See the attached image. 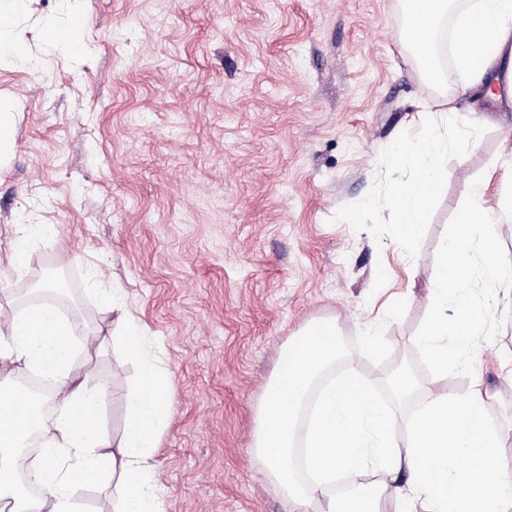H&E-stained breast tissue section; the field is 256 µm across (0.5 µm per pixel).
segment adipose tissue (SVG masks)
<instances>
[{
	"instance_id": "obj_1",
	"label": "adipose tissue",
	"mask_w": 512,
	"mask_h": 512,
	"mask_svg": "<svg viewBox=\"0 0 512 512\" xmlns=\"http://www.w3.org/2000/svg\"><path fill=\"white\" fill-rule=\"evenodd\" d=\"M448 0H404L402 42L416 55L432 51V34ZM455 57L463 62V93L495 102L490 90L499 63L512 57V0H476L453 23ZM453 101L425 108L419 130L392 148L386 163L409 171L393 183L380 207L395 216L400 236L413 242L445 179L443 159L461 143L432 127L436 113ZM489 182L476 180L471 203L456 218L429 289L431 314L419 345L433 368L434 389L418 412L398 419L378 405L357 367L324 378L340 358L336 326L316 325L289 343L275 371L254 431L255 456L284 488L288 512H512V481L501 469L504 431L487 427L479 389L448 395L437 384L464 370L482 332L483 317L469 297L474 283H489L487 299L512 306V265L498 251L495 227L483 207ZM126 343L143 360L138 388L124 396L123 433L110 444L100 425L108 388L87 385L73 354L75 345L104 346L100 331L62 321L51 305L20 313L0 305L8 337L0 344V500L9 512H85L81 487L97 482L104 468L117 474L122 494L117 512H166L153 485L154 450L172 411L167 372L146 344L140 325L125 315ZM34 369L53 385L52 437L42 463L30 471L39 495H18L14 482L23 438L40 426V400L9 385L15 365ZM315 406L304 410L311 385ZM305 456V481L296 479V456ZM363 478L356 493L336 495L337 473Z\"/></svg>"
}]
</instances>
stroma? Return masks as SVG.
<instances>
[{"mask_svg":"<svg viewBox=\"0 0 512 512\" xmlns=\"http://www.w3.org/2000/svg\"><path fill=\"white\" fill-rule=\"evenodd\" d=\"M79 27L82 55L48 47L47 24ZM10 32L36 66L0 60V107L15 114L0 168V256L16 225L47 224L17 276L0 266V304L66 269L104 348L81 351V375L112 398L141 365L119 309L146 325L170 373L174 413L156 452L167 512H286L282 489L251 452L257 414L281 349L334 321L386 407L412 413L425 392L389 389L410 361L431 367L417 339L428 288L472 181L493 173L489 206L512 201V110L459 101L437 130L469 142L444 160L446 179L416 244L397 240L384 196L405 170L385 164L420 111L456 95L466 75L428 77L401 41V0H16ZM112 289L117 310L104 307ZM470 369L495 426L512 423V313L486 304ZM377 323L375 338L366 328Z\"/></svg>","mask_w":512,"mask_h":512,"instance_id":"stroma-1","label":"stroma"}]
</instances>
